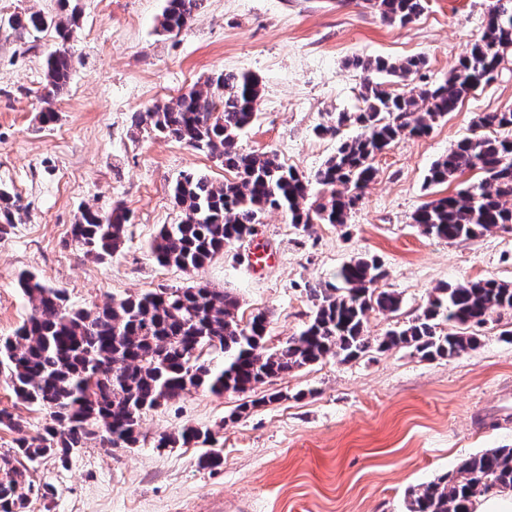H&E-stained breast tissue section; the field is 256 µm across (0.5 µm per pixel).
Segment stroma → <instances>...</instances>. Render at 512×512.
I'll use <instances>...</instances> for the list:
<instances>
[{"instance_id": "obj_1", "label": "stroma", "mask_w": 512, "mask_h": 512, "mask_svg": "<svg viewBox=\"0 0 512 512\" xmlns=\"http://www.w3.org/2000/svg\"><path fill=\"white\" fill-rule=\"evenodd\" d=\"M491 3L427 0L402 27L365 0H207L188 29L167 36L158 26L166 0H76L75 67L48 126L37 115L54 34L22 39L0 27V188L20 207L0 238V336L31 314L18 286L24 272L63 289L74 308L192 283L229 291L243 317L271 311L272 347L308 323L309 286L335 282L356 258L378 259L383 287L402 299L397 313H369L371 346L359 358L329 356L244 393L194 391L144 415L139 447L92 444L64 465L50 457L28 463L34 486L57 489L46 500L30 494L28 512H407L418 485L456 473L473 454L512 448V420L487 423L512 405V311L474 327L478 348L455 358L378 346L421 312L434 288L512 282V228L448 242L413 222L423 203L458 189L427 185L431 165L471 135L480 113L512 107V56L429 135L377 156L346 226L301 230L272 212L246 242L190 273L159 266L150 245L162 225L180 219L173 182L195 170L220 183L224 169L131 125L133 113L216 70L247 71L259 77L262 96L241 147L311 174L358 132L347 125L335 137L316 133L337 113L356 111L363 74L353 59L420 57L428 80H444L480 36ZM118 202L132 215L120 252L100 262L70 245L81 209L106 213ZM256 249L273 262L252 265ZM250 400L255 408L236 415ZM184 426L218 430L220 467L203 465L201 445L155 448L159 435Z\"/></svg>"}]
</instances>
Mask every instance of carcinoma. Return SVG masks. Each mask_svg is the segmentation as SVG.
<instances>
[{
    "label": "carcinoma",
    "instance_id": "carcinoma-1",
    "mask_svg": "<svg viewBox=\"0 0 512 512\" xmlns=\"http://www.w3.org/2000/svg\"><path fill=\"white\" fill-rule=\"evenodd\" d=\"M206 0H166L159 27L167 34L187 29ZM389 24L405 26L425 9V0H367ZM77 9L54 17L39 12L14 16L19 36L51 30L57 47L45 57V107L41 123L57 121L53 100L74 68L68 48ZM512 52V0H493L480 36L443 81L422 82L406 94H393L374 74L406 80L425 68L421 58L392 61L356 59L365 73L357 112H340L333 125L319 126L333 136L355 124L361 133L343 140L312 175L281 163L272 152L239 147L241 136L257 119L259 79L248 72L219 70L200 87L136 112L132 126L150 130L204 152L223 166L228 178L216 184L188 171L171 187L182 213L180 222L162 225L151 244L156 262L185 272L209 263L224 248L253 236L269 212L288 215L289 223L344 226L374 179L377 155L406 137H421L457 109L476 86L496 79L506 52ZM475 125L485 133L459 140L437 159L428 185L448 184L468 171L483 178L456 193L422 204L413 216L428 238L457 241L512 226V109L480 114ZM324 195L313 198L312 185ZM19 206L0 190V236L10 233ZM130 212L121 203L107 213L86 207L70 228L71 243L103 261L124 242ZM385 271L375 258L361 257L341 267L340 285L309 289L314 310L306 328L279 347L267 346L271 312L257 311L242 324L240 302L228 292L203 285L159 288L103 306L75 309L61 290L24 273L18 284L32 305L31 315L13 337L0 341V374L17 398L44 410L49 421L35 437L21 436L0 455V512H27L26 469L22 460L52 457L65 463L71 451L100 441L114 448H135L141 441L143 415L198 389L214 395L243 393L284 373L328 356L348 360L366 352L368 312L395 313L400 296L379 288ZM512 310V285L482 279L434 289L422 312L408 325L390 330L381 348L410 346L425 358H452L477 348L465 333L491 314ZM448 329L441 328L442 323ZM224 356L214 365L202 356ZM220 439L206 428L185 426L164 433L157 448L208 447L203 462H223ZM512 490V448H492L465 459L456 474L421 484L411 493L409 512H472L477 495L488 488Z\"/></svg>",
    "mask_w": 512,
    "mask_h": 512
}]
</instances>
